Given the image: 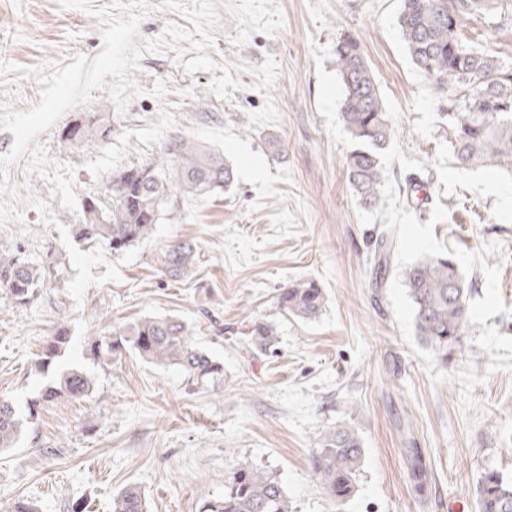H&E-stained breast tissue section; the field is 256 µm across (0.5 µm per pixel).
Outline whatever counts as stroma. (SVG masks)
Wrapping results in <instances>:
<instances>
[{
    "label": "stroma",
    "mask_w": 512,
    "mask_h": 512,
    "mask_svg": "<svg viewBox=\"0 0 512 512\" xmlns=\"http://www.w3.org/2000/svg\"><path fill=\"white\" fill-rule=\"evenodd\" d=\"M285 24L256 32L235 47L229 14L211 27L207 54L218 63L245 64L242 90L227 99L207 90L212 75L186 74L174 52L147 53L135 77L144 95L118 111L107 90L68 110L40 134L36 148L54 162L77 165L78 209L67 210L21 158L8 168L12 202L22 218L0 229L32 263L57 270L30 303L0 308V395L26 408L46 383L34 364L54 329L71 336L60 367L86 369L95 381L81 401L37 407L18 447L0 452V503L36 501L40 512H112V497L129 485L145 495L147 512H198L223 494L224 480L250 464L283 484L293 512H476L475 490L489 467L512 474V374L490 371V357L468 325L460 352L434 382L412 356L393 319L387 284L374 281L372 237L383 219L362 224L346 177L353 142L340 119L343 87L336 44L357 39L375 78L393 137L424 170L392 163L407 210L427 222L435 204L449 213L436 239L475 252L502 247L486 262L500 268V293L512 307V175L457 167L448 126L431 81L401 37L402 0H278ZM101 19L58 0H0V61L33 68L69 65L102 49ZM463 39L512 63V19L464 24ZM273 58L278 75L255 90L254 67ZM164 81V100L149 95ZM40 101L31 77L0 81V105L29 110ZM173 113V133L218 149L235 181L203 200L172 192L167 211L147 240L121 253L79 241L82 203L105 198L111 175L94 177L85 161L99 157L128 129ZM104 113L106 139L75 146L64 130ZM193 240L196 269L177 281L160 271L162 249ZM312 278L326 295L312 321L283 315L278 288ZM173 315L195 343L224 364L223 384L198 389L172 367L137 354L102 365L88 359L92 332L139 318ZM278 327L276 348L251 341L254 322ZM473 365L471 414L461 406L456 374ZM349 424L364 448L356 491L336 509L311 473L313 441ZM427 467L415 488V459Z\"/></svg>",
    "instance_id": "1"
}]
</instances>
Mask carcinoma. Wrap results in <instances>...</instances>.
<instances>
[{"label": "carcinoma", "mask_w": 512, "mask_h": 512, "mask_svg": "<svg viewBox=\"0 0 512 512\" xmlns=\"http://www.w3.org/2000/svg\"><path fill=\"white\" fill-rule=\"evenodd\" d=\"M398 18L401 36L417 67L429 77L448 111L440 113L448 124L449 150L455 162L467 168H496L512 174V63L482 52L460 38L464 23H491L502 0H402ZM336 61L343 98L342 122L354 147L346 159L347 176L359 205L378 210L384 171L377 152L387 148L392 136L375 79L356 40L345 37L336 44ZM110 128L103 114H92L75 124L69 143L82 145L107 137ZM234 170L221 153L182 136H172L155 163L123 169L112 176L108 200L83 211L76 238L105 241L119 253L151 237L166 208L172 188L193 197H206L231 186ZM393 240L381 234L374 240L375 282L390 271ZM197 263L196 245L173 241L163 248L162 274L171 279L192 273ZM53 265L35 266L21 247L5 248L0 242V306L25 305L36 289L51 280ZM404 285L415 306V328L423 343L442 361L461 346L469 318L472 283L447 255L426 257L408 266ZM276 302L287 317L308 321L325 306L322 288L314 280L288 283L278 289ZM252 344L265 350L278 336L276 323L257 321ZM70 344L68 331L57 328L35 363L39 374L53 370ZM90 359L114 360L127 351L144 361L177 368L187 382L200 387L224 383V363L200 348L189 325L176 316L148 317L119 324L105 333L92 334L86 345ZM94 382L81 368L57 373L41 388L23 415L13 401L0 397V450L13 448L24 433L33 409L61 397L86 398ZM311 472L336 509L355 492L363 448L353 428L337 426L315 439ZM477 512H512V476L488 468L476 488ZM112 512H146L139 488L128 486L112 499ZM199 512H292L281 484L261 467L244 465L224 481V495L204 501Z\"/></svg>", "instance_id": "cac0c4a2"}]
</instances>
